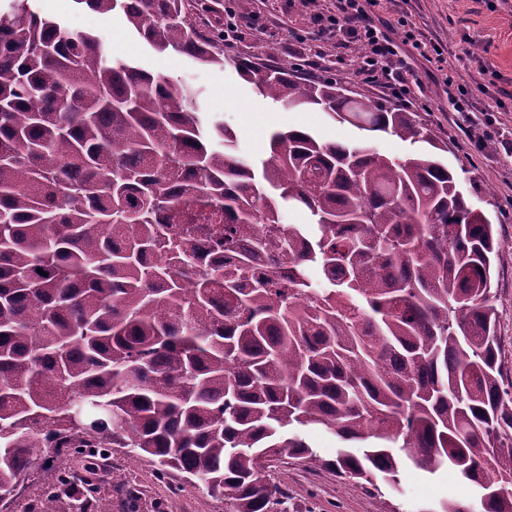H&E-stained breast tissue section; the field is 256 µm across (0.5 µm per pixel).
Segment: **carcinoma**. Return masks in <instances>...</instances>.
I'll return each mask as SVG.
<instances>
[{"instance_id": "obj_1", "label": "carcinoma", "mask_w": 512, "mask_h": 512, "mask_svg": "<svg viewBox=\"0 0 512 512\" xmlns=\"http://www.w3.org/2000/svg\"><path fill=\"white\" fill-rule=\"evenodd\" d=\"M286 110L436 146L406 112L224 54L208 0H75ZM212 14L206 32L191 10ZM190 88L11 0L0 11V487L49 450L129 448L224 512H288L277 456L380 490L451 468L512 512L494 225L432 155L274 133L256 170ZM297 207L305 224L285 226ZM204 216L210 267L172 230ZM48 273L44 277L38 269ZM343 444L318 457L298 431Z\"/></svg>"}]
</instances>
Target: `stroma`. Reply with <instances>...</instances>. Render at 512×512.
Here are the masks:
<instances>
[{
    "label": "stroma",
    "mask_w": 512,
    "mask_h": 512,
    "mask_svg": "<svg viewBox=\"0 0 512 512\" xmlns=\"http://www.w3.org/2000/svg\"><path fill=\"white\" fill-rule=\"evenodd\" d=\"M41 16L57 18L72 29L101 37L108 54L142 66L160 75L187 84L198 95L204 111L210 112L235 135L238 155L251 163L265 159L273 132L285 129L286 121L272 117L274 104L255 87L241 79L234 68L201 66L174 53H157L132 32L123 16L101 17L75 0H35ZM261 11L268 29L258 34L243 28L237 45L228 56L249 58L267 67H287L301 80H312L307 66L310 51L326 55L329 75L352 93L374 98L386 107H396L394 98L373 94L353 77L359 65L354 50L339 49L318 41L308 18L288 0H263ZM407 11L413 21L426 25L443 49L461 79L475 75L486 66L493 85L485 95H477L479 106L502 102L497 119L504 132L512 131V0H409ZM472 45L473 56L462 49ZM416 76L426 85L422 106L410 117L430 130L432 142L402 140L386 134H368L349 124L332 120L318 109L307 110L305 128L319 141L350 144L369 143L377 152L400 159L437 154L457 178L469 202L483 211L498 231L502 251L495 264L493 302L498 311V336L504 359L512 365V154L499 142L488 143L477 151L472 131L459 113L449 111L443 86L434 84L436 63L415 57ZM57 463L81 478L90 479L111 499L112 512H224V502L212 498L198 483L186 480L175 471L160 473L149 458L116 448L106 466L84 454L70 451ZM271 483L279 485L289 497L291 512H420L421 507L448 499L473 503V487L455 471L436 476L404 465L398 490L371 487L340 477L334 470L314 464L301 465L283 458L268 471ZM52 481V474L37 467L17 484L13 495L0 501V512H38L40 495ZM139 492L137 501L123 493L125 486Z\"/></svg>",
    "instance_id": "obj_1"
}]
</instances>
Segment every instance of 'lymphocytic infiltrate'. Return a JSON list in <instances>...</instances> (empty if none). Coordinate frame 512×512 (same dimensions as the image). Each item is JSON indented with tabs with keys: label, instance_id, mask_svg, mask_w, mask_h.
<instances>
[{
	"label": "lymphocytic infiltrate",
	"instance_id": "f902f5d3",
	"mask_svg": "<svg viewBox=\"0 0 512 512\" xmlns=\"http://www.w3.org/2000/svg\"><path fill=\"white\" fill-rule=\"evenodd\" d=\"M381 0H320L309 22L322 43L360 50L358 74L368 85L396 99L404 109L416 108L423 92L413 79L412 58H431L442 50L423 28L398 12L388 22L375 12Z\"/></svg>",
	"mask_w": 512,
	"mask_h": 512
}]
</instances>
